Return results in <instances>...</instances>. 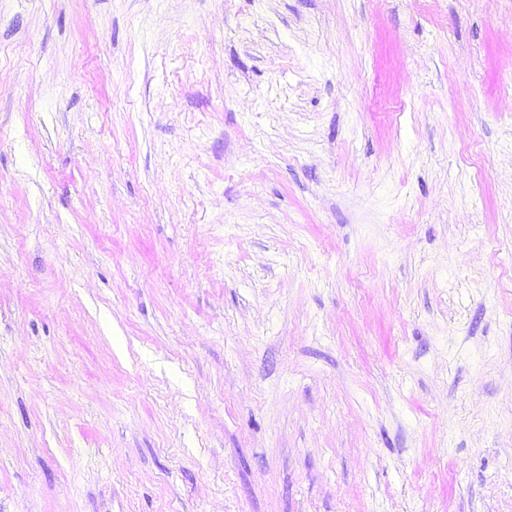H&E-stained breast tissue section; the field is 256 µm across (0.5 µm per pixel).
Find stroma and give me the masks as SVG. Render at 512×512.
I'll return each instance as SVG.
<instances>
[{
  "label": "stroma",
  "mask_w": 512,
  "mask_h": 512,
  "mask_svg": "<svg viewBox=\"0 0 512 512\" xmlns=\"http://www.w3.org/2000/svg\"><path fill=\"white\" fill-rule=\"evenodd\" d=\"M0 512H512V0H0Z\"/></svg>",
  "instance_id": "35a3bbf8"
}]
</instances>
